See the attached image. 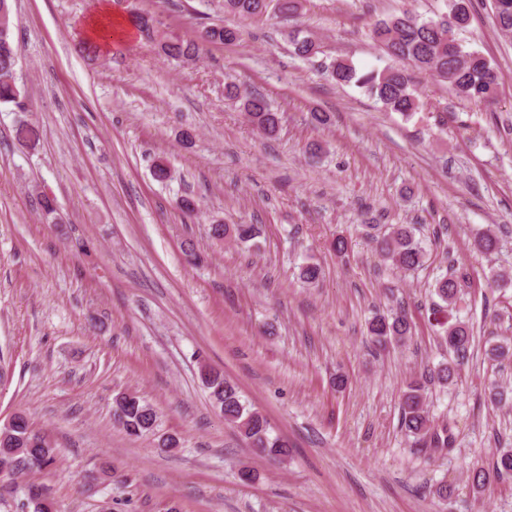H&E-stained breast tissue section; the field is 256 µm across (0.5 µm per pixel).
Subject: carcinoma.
Segmentation results:
<instances>
[{
  "label": "carcinoma",
  "instance_id": "obj_1",
  "mask_svg": "<svg viewBox=\"0 0 512 512\" xmlns=\"http://www.w3.org/2000/svg\"><path fill=\"white\" fill-rule=\"evenodd\" d=\"M494 19L498 30L512 34V0H493ZM448 11L437 19H422L405 11L399 16L375 23L372 34L385 53L395 59L408 60L424 72L449 84L456 94L480 104L495 102L498 93L497 74L489 60L477 50H466L457 38L458 31L469 25L470 15L465 0H448ZM224 13L242 22L259 24L277 17L289 21L300 15L303 0H223ZM133 23L144 39L154 43L167 58L183 62L199 58L210 44L231 43L238 40L241 30L222 25L205 26L193 38L171 37L162 23L150 14H133ZM288 42L294 53L310 60L320 52L316 38L298 29L288 31ZM18 47L13 36V0H0V103H18L23 90L18 83L16 66ZM329 75L340 84H353L361 88L382 106L406 118L416 114L422 103L413 88L411 75L401 67L387 66L382 70L361 73L346 61L331 64ZM227 97L242 102L248 122L268 137L276 135L280 125L278 113L271 110L266 100L235 84L225 86ZM38 204L45 221L59 223L55 200L43 194ZM210 234L216 240L232 237L248 243L258 237L255 224H213ZM376 254L403 271L420 267L424 249L415 239L410 224H392L381 235L371 237ZM499 239L491 232H483L474 239V250L491 254L498 249ZM465 275H446L437 280L434 292L439 302L433 304L432 315L440 326V346L448 351V360L438 364L428 376L414 378L406 384L401 409L402 428L424 448H444L449 445L447 429L430 420L426 404V386L438 383L447 386L458 375L459 366L475 343L472 329L454 315ZM412 333L411 322L405 311L390 315H376L369 322L368 334L379 345L387 342L402 343ZM201 377L209 389L210 399L219 398L218 405L224 421L235 426L250 447L261 456L285 460L290 455L288 441L272 434L270 423L260 412L242 402L234 385L224 375L204 368ZM112 416L127 435L138 437L152 431L157 422L153 405L139 395L122 392L113 398ZM15 475L48 466L54 460L51 443L34 431L23 414L13 416L12 428L0 438V460ZM496 474L512 478V448L497 451ZM25 500L37 501L36 512H53L43 489L30 485Z\"/></svg>",
  "mask_w": 512,
  "mask_h": 512
}]
</instances>
